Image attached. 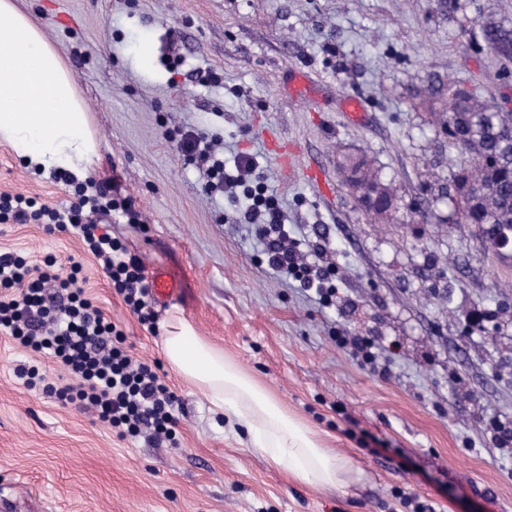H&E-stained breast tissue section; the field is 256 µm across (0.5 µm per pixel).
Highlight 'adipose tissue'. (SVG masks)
<instances>
[{
	"mask_svg": "<svg viewBox=\"0 0 512 512\" xmlns=\"http://www.w3.org/2000/svg\"><path fill=\"white\" fill-rule=\"evenodd\" d=\"M0 141L27 167L55 168L86 177L96 151L87 111L72 73L13 0H0ZM172 368L200 390L213 413L292 480L314 489H344L349 461L269 391L173 317L163 340Z\"/></svg>",
	"mask_w": 512,
	"mask_h": 512,
	"instance_id": "obj_1",
	"label": "adipose tissue"
}]
</instances>
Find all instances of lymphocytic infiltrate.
<instances>
[{
	"mask_svg": "<svg viewBox=\"0 0 512 512\" xmlns=\"http://www.w3.org/2000/svg\"><path fill=\"white\" fill-rule=\"evenodd\" d=\"M180 148L207 163L206 193L219 191L238 201L237 221L251 225L274 273L308 288L322 282L319 269L305 262L299 242L289 241L278 200L267 194L264 176L252 159L242 158L234 177L215 158L208 134L188 132ZM83 207L77 201L58 209L21 194L1 193L0 223L41 224L50 232L76 233L130 312L155 327L151 286L141 260L111 234L100 232L95 221L84 220ZM54 265L50 257L37 265L13 252L0 253V331L28 353L50 357L69 375L68 383L59 386L26 362L17 368V378L29 387L42 385L62 404L93 409L120 439L175 441L180 399L159 375L158 365L133 359L123 330L105 318L86 292L80 263H72L63 278L54 273Z\"/></svg>",
	"mask_w": 512,
	"mask_h": 512,
	"instance_id": "f902f5d3",
	"label": "lymphocytic infiltrate"
}]
</instances>
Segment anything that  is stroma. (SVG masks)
Listing matches in <instances>:
<instances>
[{
    "label": "stroma",
    "instance_id": "1",
    "mask_svg": "<svg viewBox=\"0 0 512 512\" xmlns=\"http://www.w3.org/2000/svg\"><path fill=\"white\" fill-rule=\"evenodd\" d=\"M73 74L97 155L89 177L34 173L0 143V193L63 208L75 189L119 183L136 222L101 226L146 269L184 292L155 303L157 332L129 312L80 238L40 224H1L0 251L86 286L136 360L158 363L181 398L177 445L119 439L92 411L62 405L14 375L28 361L0 332V492L21 512H512V268L452 224L442 111L455 77L512 111V58L486 24L512 21V0H15ZM304 71L318 109L292 92ZM357 97L361 120L342 110ZM198 129L226 168L251 154L294 237L328 272L333 295L269 270L250 226L202 189L203 166L178 149ZM320 163L326 196L286 175L267 132ZM365 155L389 182L387 217L367 213L340 174ZM190 321L244 371L350 459L344 490L316 491L268 465L229 432L169 365L162 329ZM374 343L361 364L338 335Z\"/></svg>",
    "mask_w": 512,
    "mask_h": 512
}]
</instances>
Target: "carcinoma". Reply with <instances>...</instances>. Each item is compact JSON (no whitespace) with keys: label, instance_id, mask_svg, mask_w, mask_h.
<instances>
[{"label":"carcinoma","instance_id":"cac0c4a2","mask_svg":"<svg viewBox=\"0 0 512 512\" xmlns=\"http://www.w3.org/2000/svg\"><path fill=\"white\" fill-rule=\"evenodd\" d=\"M488 46L512 56V27L505 22L484 27ZM462 81L448 83V102L437 113L448 135V149L456 153L449 174V196L455 203L457 224H473L484 246L504 263L512 261V112L465 92Z\"/></svg>","mask_w":512,"mask_h":512}]
</instances>
